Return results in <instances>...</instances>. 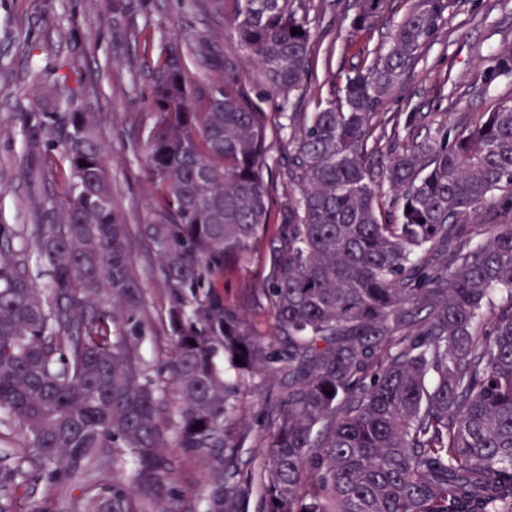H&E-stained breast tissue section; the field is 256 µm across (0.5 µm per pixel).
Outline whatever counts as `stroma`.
Here are the masks:
<instances>
[{"instance_id": "35a3bbf8", "label": "stroma", "mask_w": 512, "mask_h": 512, "mask_svg": "<svg viewBox=\"0 0 512 512\" xmlns=\"http://www.w3.org/2000/svg\"><path fill=\"white\" fill-rule=\"evenodd\" d=\"M411 5L412 0H391L382 22L357 38L355 50L348 52L343 45L352 11L346 0H325L316 24L327 40L336 41L335 53L312 57L306 95L287 102L269 90L258 64L240 47L211 0H0V224L31 221L30 192L15 164L26 148L15 114L45 100L56 101L62 112L75 104L92 113L112 156L115 210L127 224L155 220L142 147L143 130L156 119L149 106L152 64L135 43L133 29H147L158 42L177 41L186 53L205 42L236 73L242 92L275 131L266 162L277 174L288 163L289 142L329 98L332 81H344L362 58L383 51ZM507 45H512V0H457L415 70L389 90L383 111L421 113L430 128L444 124L461 130L479 113L512 101V80L486 79L496 52ZM275 245V233H268L217 281L227 303L255 315L256 328L265 336L271 335L273 320L256 314L250 297L269 275ZM132 259L146 301L141 349L149 374L164 378L172 334L169 295L155 248L135 241ZM204 481L202 463L181 465L180 512H203Z\"/></svg>"}]
</instances>
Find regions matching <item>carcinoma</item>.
Segmentation results:
<instances>
[{
  "label": "carcinoma",
  "mask_w": 512,
  "mask_h": 512,
  "mask_svg": "<svg viewBox=\"0 0 512 512\" xmlns=\"http://www.w3.org/2000/svg\"><path fill=\"white\" fill-rule=\"evenodd\" d=\"M227 1L269 88L303 94L314 0H213ZM387 2L354 0L353 36L371 32ZM453 2L414 0L385 53L354 67L292 143L260 294L271 338L205 285L269 224L271 135L235 74L194 89L179 48L159 47L157 120L143 144L151 224L120 222L89 113L54 102L18 113L16 164L32 198L57 157L65 198L35 203L33 224H0V425L24 432L0 452V512H28L17 489L30 485L43 488L38 512H174L186 459L207 466L204 512H241L255 491L261 512H512V103L421 141L425 115H409L401 142L388 134L400 116L377 112ZM501 76L512 78V46L494 58L490 79ZM383 141L377 172L369 158ZM484 213L494 225L475 244ZM138 239L160 251L171 299L166 381L147 373L136 336ZM220 352L239 385L224 380ZM272 379L279 392L258 399L265 434L244 469L230 430L239 386ZM67 488L79 495L62 504Z\"/></svg>",
  "instance_id": "carcinoma-1"
}]
</instances>
